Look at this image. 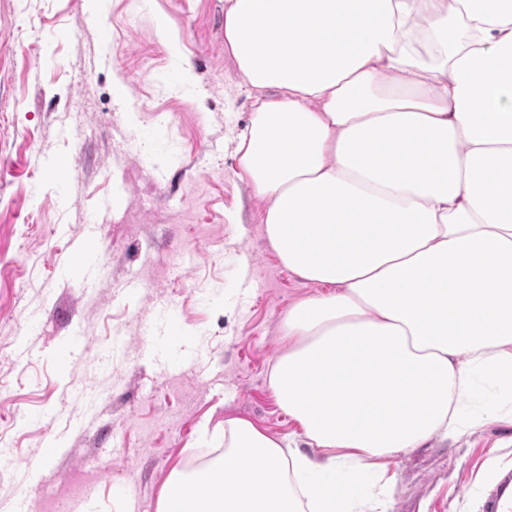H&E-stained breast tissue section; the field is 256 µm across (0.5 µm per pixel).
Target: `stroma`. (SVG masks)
I'll list each match as a JSON object with an SVG mask.
<instances>
[{
    "label": "stroma",
    "instance_id": "obj_1",
    "mask_svg": "<svg viewBox=\"0 0 512 512\" xmlns=\"http://www.w3.org/2000/svg\"><path fill=\"white\" fill-rule=\"evenodd\" d=\"M251 120L224 0H0V512H155L228 416L306 449L269 372L317 288L240 177ZM78 337L92 368L62 355ZM506 467L512 424L488 421L396 458L364 509L482 512Z\"/></svg>",
    "mask_w": 512,
    "mask_h": 512
}]
</instances>
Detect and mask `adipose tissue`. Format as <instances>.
Listing matches in <instances>:
<instances>
[{
    "label": "adipose tissue",
    "instance_id": "ef3b65f1",
    "mask_svg": "<svg viewBox=\"0 0 512 512\" xmlns=\"http://www.w3.org/2000/svg\"><path fill=\"white\" fill-rule=\"evenodd\" d=\"M224 46L266 239L319 288L270 376L315 453L227 418L156 512H360L363 460L512 423V0H224Z\"/></svg>",
    "mask_w": 512,
    "mask_h": 512
}]
</instances>
